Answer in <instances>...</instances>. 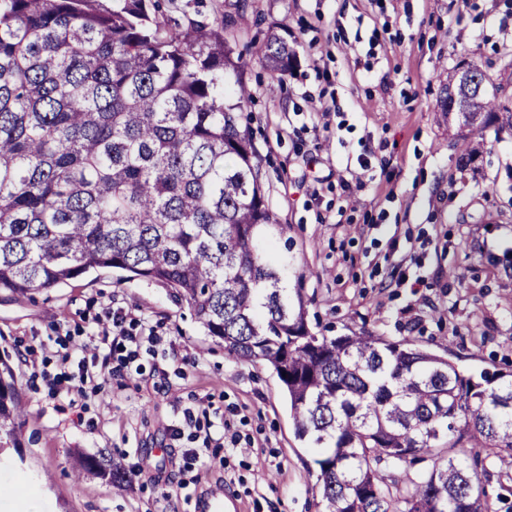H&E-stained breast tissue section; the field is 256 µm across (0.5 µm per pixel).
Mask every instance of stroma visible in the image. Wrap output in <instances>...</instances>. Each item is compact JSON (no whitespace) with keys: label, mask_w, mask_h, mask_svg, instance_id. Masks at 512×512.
Wrapping results in <instances>:
<instances>
[{"label":"stroma","mask_w":512,"mask_h":512,"mask_svg":"<svg viewBox=\"0 0 512 512\" xmlns=\"http://www.w3.org/2000/svg\"><path fill=\"white\" fill-rule=\"evenodd\" d=\"M172 25L226 27L252 60L245 109L288 291L313 332L366 331L448 354L463 371H512V135L487 137L471 166L437 118L448 74L478 63L512 99V0H161ZM285 25L297 62L271 75L253 53ZM330 116H323V108ZM156 336L134 363L81 391L50 378L114 310ZM0 358L26 415L0 474L34 482L54 512H322L315 453L294 435L277 376L225 355L160 285L102 270L18 302L0 293ZM208 407L236 445L208 462L202 439L170 437ZM196 449L198 461L184 453ZM105 455L129 480L74 482Z\"/></svg>","instance_id":"obj_1"}]
</instances>
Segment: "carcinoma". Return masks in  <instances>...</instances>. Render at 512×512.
I'll use <instances>...</instances> for the list:
<instances>
[{"instance_id":"cac0c4a2","label":"carcinoma","mask_w":512,"mask_h":512,"mask_svg":"<svg viewBox=\"0 0 512 512\" xmlns=\"http://www.w3.org/2000/svg\"><path fill=\"white\" fill-rule=\"evenodd\" d=\"M256 55L293 68L288 28ZM249 60L224 29L176 27L152 0H0V292L14 299L115 269L172 290L225 355L259 360L317 455L326 512H499L458 449L512 467V373L466 375L408 341L311 332L288 294L258 154L241 114ZM448 74L441 120L512 130V101L467 64ZM479 93L471 112L468 93ZM22 408L0 369V447L20 446ZM428 460L418 476L407 470ZM121 487L85 457L74 479Z\"/></svg>"}]
</instances>
